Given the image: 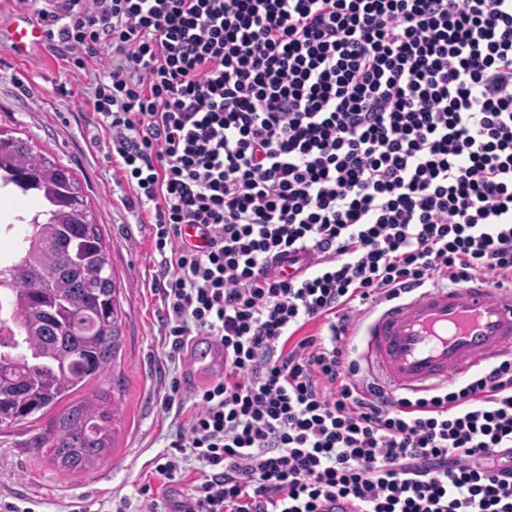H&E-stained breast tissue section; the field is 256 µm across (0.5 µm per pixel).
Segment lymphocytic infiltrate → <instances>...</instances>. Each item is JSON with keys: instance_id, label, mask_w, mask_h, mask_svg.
Returning <instances> with one entry per match:
<instances>
[{"instance_id": "obj_1", "label": "lymphocytic infiltrate", "mask_w": 512, "mask_h": 512, "mask_svg": "<svg viewBox=\"0 0 512 512\" xmlns=\"http://www.w3.org/2000/svg\"><path fill=\"white\" fill-rule=\"evenodd\" d=\"M22 2L106 59L172 353L224 349L153 468L199 464L170 512H512V358L413 399L345 358L356 305L512 281V0Z\"/></svg>"}]
</instances>
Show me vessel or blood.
<instances>
[{
    "instance_id": "vessel-or-blood-1",
    "label": "vessel or blood",
    "mask_w": 512,
    "mask_h": 512,
    "mask_svg": "<svg viewBox=\"0 0 512 512\" xmlns=\"http://www.w3.org/2000/svg\"><path fill=\"white\" fill-rule=\"evenodd\" d=\"M43 41L33 23L13 27L12 50L26 55ZM362 358L391 391L447 385L484 359L512 354V285L481 277L460 288H431L386 303L365 324Z\"/></svg>"
}]
</instances>
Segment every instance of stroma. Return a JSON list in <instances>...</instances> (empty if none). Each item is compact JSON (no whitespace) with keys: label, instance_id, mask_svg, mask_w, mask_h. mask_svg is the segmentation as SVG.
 Listing matches in <instances>:
<instances>
[{"label":"stroma","instance_id":"1","mask_svg":"<svg viewBox=\"0 0 512 512\" xmlns=\"http://www.w3.org/2000/svg\"><path fill=\"white\" fill-rule=\"evenodd\" d=\"M18 10L16 0H0V129L55 155L71 167L87 189L90 214L110 245V262L120 287L123 341L112 376L98 385L123 387L115 394L114 439L102 460L79 470L54 466L37 438L46 420L0 428V499L24 497L37 512H111L126 500V512H146L139 493L151 484L158 498L177 497L180 486L163 484L152 473L157 454L170 450L180 424L194 409V394L217 373L201 370L194 386L184 384L189 362L174 358L165 337L164 306L155 284L162 276L161 256L147 216L127 205L133 191L112 157V133L94 111L92 87L103 66L70 67L45 48L23 58L12 56L8 33ZM179 400L168 403L173 383Z\"/></svg>","mask_w":512,"mask_h":512}]
</instances>
